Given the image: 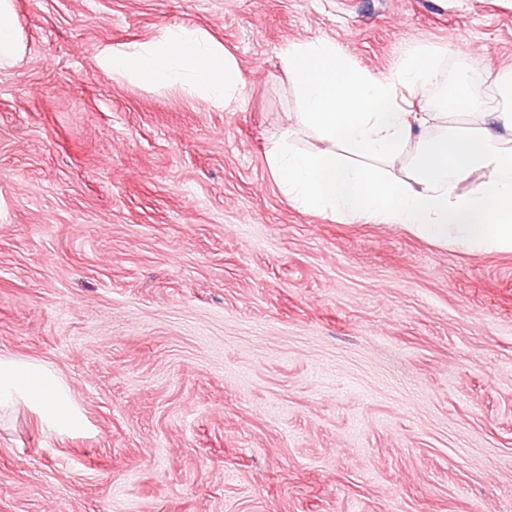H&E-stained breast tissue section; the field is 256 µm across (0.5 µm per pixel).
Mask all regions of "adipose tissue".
Segmentation results:
<instances>
[{
  "label": "adipose tissue",
  "mask_w": 512,
  "mask_h": 512,
  "mask_svg": "<svg viewBox=\"0 0 512 512\" xmlns=\"http://www.w3.org/2000/svg\"><path fill=\"white\" fill-rule=\"evenodd\" d=\"M280 55L299 101L294 118L319 141L312 150L284 137L271 145L268 164L289 201L337 218L395 225L440 244L512 252L511 72L497 79L496 108L478 92L487 71L472 66L462 73L457 91L469 124L462 130L453 113L414 109L413 97L439 80L436 47H411L388 77L356 67L325 39L288 43ZM98 68L147 86H184L224 108L237 101L242 83L235 59L199 29L104 47ZM20 405L34 410L53 436L84 419L55 371L2 357L0 411Z\"/></svg>",
  "instance_id": "obj_1"
}]
</instances>
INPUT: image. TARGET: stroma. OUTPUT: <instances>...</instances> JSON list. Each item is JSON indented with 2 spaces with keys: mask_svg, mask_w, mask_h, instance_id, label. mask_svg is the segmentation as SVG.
<instances>
[{
  "mask_svg": "<svg viewBox=\"0 0 512 512\" xmlns=\"http://www.w3.org/2000/svg\"><path fill=\"white\" fill-rule=\"evenodd\" d=\"M0 67V356L88 426L0 412V512H512V252L295 208L267 150L287 43L392 73L512 70V0H14ZM205 30L237 104L99 73ZM22 51L21 32L15 18L13 0L0 1V66Z\"/></svg>",
  "mask_w": 512,
  "mask_h": 512,
  "instance_id": "1",
  "label": "stroma"
}]
</instances>
